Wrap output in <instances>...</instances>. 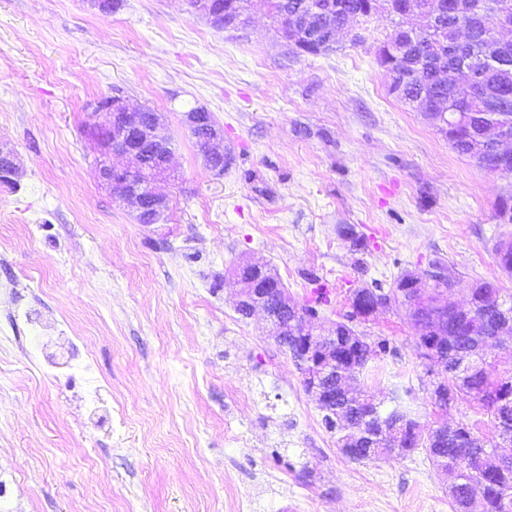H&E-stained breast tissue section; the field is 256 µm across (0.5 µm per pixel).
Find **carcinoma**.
<instances>
[{
    "label": "carcinoma",
    "mask_w": 512,
    "mask_h": 512,
    "mask_svg": "<svg viewBox=\"0 0 512 512\" xmlns=\"http://www.w3.org/2000/svg\"><path fill=\"white\" fill-rule=\"evenodd\" d=\"M324 0H267L269 15L277 24L282 37L297 43L293 53L318 54L317 34L340 21L339 12L327 16L318 10ZM475 50H443L436 54V35L414 34L402 60L388 68L390 87L400 90L397 99L414 96L422 91L434 93L450 110L451 123L438 132L460 155L474 160L479 166L505 175H512V158L502 157L490 142H481L486 126L493 124L512 133V43L502 42L495 29L478 31ZM469 68L484 88L483 97L466 102L467 91L456 80L461 68ZM207 169L229 168L233 156H205L199 142H194ZM499 266L512 273V242H501L496 248ZM444 278V284L455 282L452 271L434 263L431 269L416 274L398 276L385 294L386 302L407 306L415 326L427 328L441 317V300L434 278ZM501 289L488 281L476 282L469 288L470 308L464 313L447 315L443 330L454 340L478 350L487 364L498 337L512 333V293L500 295ZM378 305V295L359 290L354 294L351 311L345 320L336 323V357L316 359L306 356L305 343H300L299 361L304 375L313 372L332 374L336 381L358 380L368 363L390 352L385 338L369 342L355 329V323L368 320ZM433 354L428 359L441 368V391L434 397L440 409H448L458 401L476 400L494 419L498 432L512 434V376L490 377L488 370H474L461 377L454 370L460 361L457 353H445L441 342L431 343ZM325 429L336 435L342 454L351 461L361 462L390 457H405L421 448L427 457L451 478L450 493L455 512H465L473 499L480 502V512H512V458L500 456L486 447L472 428L465 423L450 433L433 435L424 431L420 422L403 406L390 411L375 403L364 389L347 395L336 386V411L323 405Z\"/></svg>",
    "instance_id": "cac0c4a2"
}]
</instances>
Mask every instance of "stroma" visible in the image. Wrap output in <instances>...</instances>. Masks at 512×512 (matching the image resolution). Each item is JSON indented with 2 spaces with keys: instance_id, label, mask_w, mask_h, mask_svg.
Instances as JSON below:
<instances>
[{
  "instance_id": "35a3bbf8",
  "label": "stroma",
  "mask_w": 512,
  "mask_h": 512,
  "mask_svg": "<svg viewBox=\"0 0 512 512\" xmlns=\"http://www.w3.org/2000/svg\"><path fill=\"white\" fill-rule=\"evenodd\" d=\"M387 16L334 49L295 56L263 8L219 30L187 0H0V141L22 159L0 184V512H454L424 450L353 462L324 429L262 315L237 314L226 280L269 264L292 301L342 320L361 288L451 266L512 292L495 248L512 241V176L459 155L389 92ZM160 112L174 144L170 209L141 224L95 171L103 99ZM202 106L235 162L207 170L182 115ZM352 225L353 246L338 234ZM391 352L362 380L385 408L402 392L421 425L463 422L497 442L476 402L440 411L406 309L361 322ZM81 337L103 388L90 413L69 372Z\"/></svg>"
}]
</instances>
